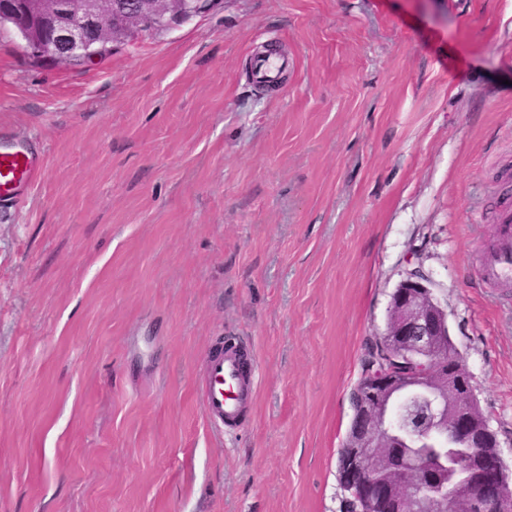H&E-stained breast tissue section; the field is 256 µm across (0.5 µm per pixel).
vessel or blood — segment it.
Instances as JSON below:
<instances>
[{
    "label": "vessel or blood",
    "instance_id": "b4317fda",
    "mask_svg": "<svg viewBox=\"0 0 512 512\" xmlns=\"http://www.w3.org/2000/svg\"><path fill=\"white\" fill-rule=\"evenodd\" d=\"M36 173V160L26 146L0 149V205L16 203ZM498 231L483 252V276L503 286L512 285V208H502ZM255 356L234 336L216 341L207 353V384L203 413L208 422L225 431L238 427L256 396Z\"/></svg>",
    "mask_w": 512,
    "mask_h": 512
}]
</instances>
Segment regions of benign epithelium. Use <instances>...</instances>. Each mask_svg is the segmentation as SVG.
I'll return each mask as SVG.
<instances>
[{
  "label": "benign epithelium",
  "instance_id": "benign-epithelium-1",
  "mask_svg": "<svg viewBox=\"0 0 512 512\" xmlns=\"http://www.w3.org/2000/svg\"><path fill=\"white\" fill-rule=\"evenodd\" d=\"M209 0H0V21L21 33L36 64L90 62L112 45L163 30L201 13ZM447 313L432 282L411 271L392 294L385 333L387 358L374 361L351 390L352 417L339 459L343 512H453L465 489L469 512H512V476L500 442L476 401L472 376L448 358ZM417 396L433 409L430 426L450 448H473L448 462L444 482L402 445L415 437L403 412Z\"/></svg>",
  "mask_w": 512,
  "mask_h": 512
}]
</instances>
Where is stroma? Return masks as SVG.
Wrapping results in <instances>:
<instances>
[{"instance_id":"stroma-1","label":"stroma","mask_w":512,"mask_h":512,"mask_svg":"<svg viewBox=\"0 0 512 512\" xmlns=\"http://www.w3.org/2000/svg\"><path fill=\"white\" fill-rule=\"evenodd\" d=\"M275 50L287 68L251 74ZM0 512H341L366 341L421 270L512 469V0H211L92 62L0 27ZM248 341L244 425L203 356ZM36 160L25 145L0 149V207L16 203L36 173ZM495 238L483 252L482 275L504 287L512 285V207L499 212ZM255 356L235 336L217 340L207 353L203 413L220 431L238 427L256 396Z\"/></svg>"}]
</instances>
